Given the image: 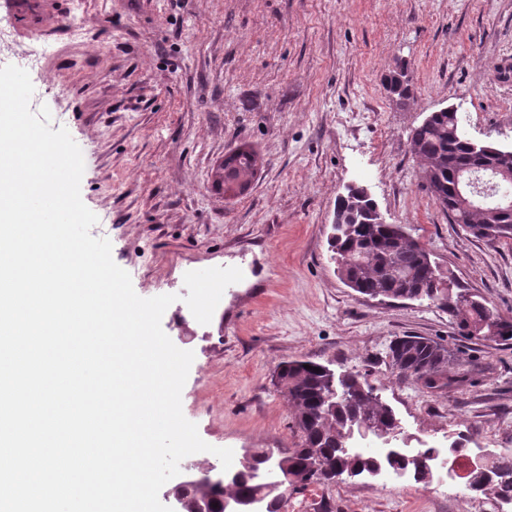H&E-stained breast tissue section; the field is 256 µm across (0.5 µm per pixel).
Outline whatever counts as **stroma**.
Here are the masks:
<instances>
[{"label":"stroma","instance_id":"1","mask_svg":"<svg viewBox=\"0 0 512 512\" xmlns=\"http://www.w3.org/2000/svg\"><path fill=\"white\" fill-rule=\"evenodd\" d=\"M43 24L13 26L14 52L41 40L35 106L80 147L81 198L115 263L144 298L176 295L162 328L194 353L185 417L215 447H299L280 362L365 374L405 440L512 454V343L466 338L427 300L348 288L328 237L336 198L367 189L443 275L512 317V241L473 237L423 188L410 132L457 107L476 139L512 144V0H35ZM80 18L81 36L69 22ZM405 70L415 98L386 88ZM263 158L251 187L211 185L225 154ZM237 267L209 324L183 297L186 272ZM425 336L459 359L461 384L429 389L393 373L391 341ZM286 512H512L459 495L456 480L402 488L342 477L288 494Z\"/></svg>","mask_w":512,"mask_h":512}]
</instances>
